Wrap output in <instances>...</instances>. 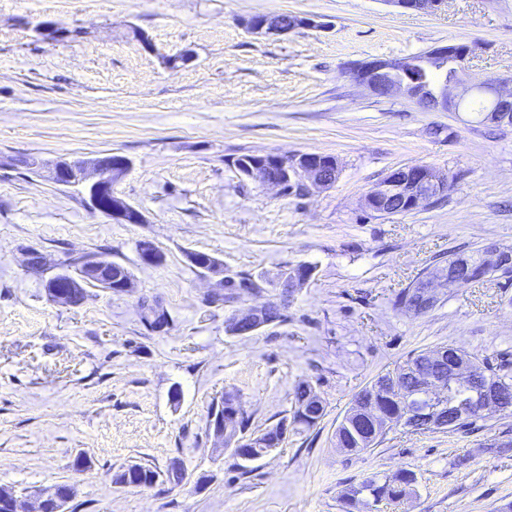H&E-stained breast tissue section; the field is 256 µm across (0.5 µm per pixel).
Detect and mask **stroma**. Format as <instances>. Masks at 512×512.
<instances>
[{
	"mask_svg": "<svg viewBox=\"0 0 512 512\" xmlns=\"http://www.w3.org/2000/svg\"><path fill=\"white\" fill-rule=\"evenodd\" d=\"M284 13L318 25L275 37L242 25ZM451 42L479 46L467 79L512 78V0H446L432 14L388 0H0V487L73 485L68 512H340L345 481L410 468L417 494L391 512L512 502V447L485 445L512 432V415H490L469 434L397 428L352 459L333 444L355 395L410 353L445 343L512 353V287L466 284L417 317L392 305L435 255L512 246V127L374 97L345 69ZM102 152L131 160L113 190L144 223L115 222L81 188L22 164ZM298 152L335 156V185L296 197L231 164ZM416 164L452 177L444 201L363 209L379 179ZM145 239L161 264L141 262ZM191 252L258 280L250 305L278 299L289 266L313 275L285 321L232 336L231 307L206 301L220 277L191 267ZM88 254L125 265L132 290L89 284L80 305L52 303L45 281L75 273ZM144 300L165 310L166 332L145 327ZM303 380L326 403L322 422L289 433L249 473L236 470L213 445L210 406L234 390L262 429L290 414ZM131 464L160 480L114 485L113 472ZM178 465L179 484L167 477Z\"/></svg>",
	"mask_w": 512,
	"mask_h": 512,
	"instance_id": "35a3bbf8",
	"label": "stroma"
}]
</instances>
